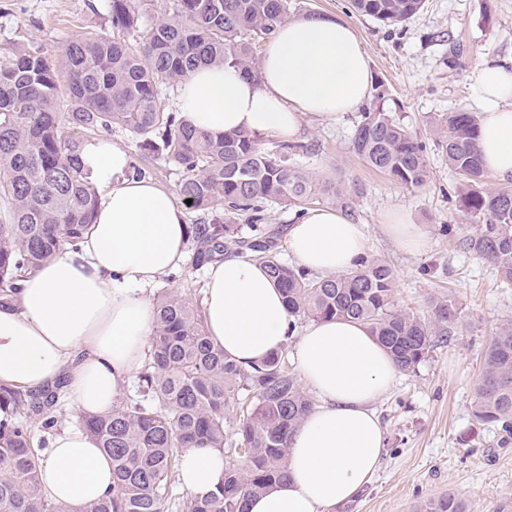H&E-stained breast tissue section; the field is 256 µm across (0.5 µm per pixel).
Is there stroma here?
Returning <instances> with one entry per match:
<instances>
[{"label": "stroma", "mask_w": 512, "mask_h": 512, "mask_svg": "<svg viewBox=\"0 0 512 512\" xmlns=\"http://www.w3.org/2000/svg\"><path fill=\"white\" fill-rule=\"evenodd\" d=\"M290 16L331 14L350 24L370 60L382 104L428 142L430 179L404 188L372 171L353 152L357 113L305 117L298 141L308 144L298 165L317 182L336 183L345 198L319 195L314 205L337 210L366 227L367 253L395 271L399 308L426 316L432 299L453 298L463 324L442 336L415 371L400 373L373 408L385 426V454L371 483L337 512H421L453 495L467 512H512V441L498 444L473 416L483 358L492 338L512 320V288L496 268L463 251L460 240L475 230L459 210L460 177L435 143L433 121L464 110L478 112L471 78L478 66L512 58V0H425L410 20L385 26L355 13L349 0H291ZM111 28L105 0H0V62L17 46L44 48L52 65L64 46L84 32ZM401 210L428 235L424 251L403 250L382 230L385 214Z\"/></svg>", "instance_id": "35a3bbf8"}]
</instances>
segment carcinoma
Listing matches in <instances>:
<instances>
[{
  "mask_svg": "<svg viewBox=\"0 0 512 512\" xmlns=\"http://www.w3.org/2000/svg\"><path fill=\"white\" fill-rule=\"evenodd\" d=\"M112 33L89 32L63 49L64 67L52 68L39 47L19 46L0 64V305L13 303L21 282L59 251L79 249L94 222L98 190L90 179L85 143L116 130L138 139L133 176L165 157L180 170L177 195L209 222L187 232L191 267L233 251L261 263L281 288L294 327L307 320L361 322L402 371L415 370L435 337L451 336L462 309L450 299L431 301L423 318L395 303V274L365 256L344 274L320 276L288 265L263 224L264 205L304 207L318 183L295 157L303 143L262 144L259 134L198 131L168 112L161 89L202 64H228L258 74L255 44L272 38L288 19V0H174L173 15L140 30L141 0H108ZM352 9L386 26L417 15L424 0H351ZM437 144L463 183V216L476 223L460 247L497 269L512 287V193L484 188L478 126L469 112H449L436 127ZM353 150L373 170L404 187L430 178L426 143L390 113H360ZM248 215L253 234L228 217ZM148 363L134 395L112 410L82 418L83 430L112 461V492L83 512H168L170 486L185 448L234 445L239 459L224 469L218 489L188 499L186 512H245L246 501L285 475L289 443L315 399L288 367L286 349L248 368L214 345L201 310L178 291L156 301ZM66 380L22 391L0 385V508L4 512H68L45 495L42 458L33 447L34 427L50 429L62 414ZM246 418L230 434L226 412ZM476 420L512 438V320L494 336L476 389ZM424 512H466L448 496Z\"/></svg>",
  "mask_w": 512,
  "mask_h": 512,
  "instance_id": "cac0c4a2",
  "label": "carcinoma"
}]
</instances>
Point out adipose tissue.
<instances>
[{
	"instance_id": "ef3b65f1",
	"label": "adipose tissue",
	"mask_w": 512,
	"mask_h": 512,
	"mask_svg": "<svg viewBox=\"0 0 512 512\" xmlns=\"http://www.w3.org/2000/svg\"><path fill=\"white\" fill-rule=\"evenodd\" d=\"M181 117L219 134L295 137L307 115L358 109L370 91L367 53L354 28L331 15L284 22L259 60V75L202 66L177 86ZM481 108L478 148L485 172L512 177V59L488 61L472 78ZM84 163L102 193L80 251L65 250L31 274L15 303L0 307V383L38 391L66 379L82 414L111 410L143 370L155 321L147 290L183 259L186 213L172 192L129 174L126 149L87 143ZM401 248L422 250L427 235L406 212L383 218ZM287 249L317 273H341L365 255L363 225L333 209H312L288 231ZM204 319L225 354L250 366L286 342L289 316L264 266L228 254L206 271ZM318 405L292 437L286 476L248 500L247 512H334L369 485L385 449L373 402L398 369L360 323L311 322L295 349ZM227 460L220 448H187L179 480L193 497L215 491ZM46 494L72 512L112 488V462L82 429L50 442L42 465Z\"/></svg>"
}]
</instances>
